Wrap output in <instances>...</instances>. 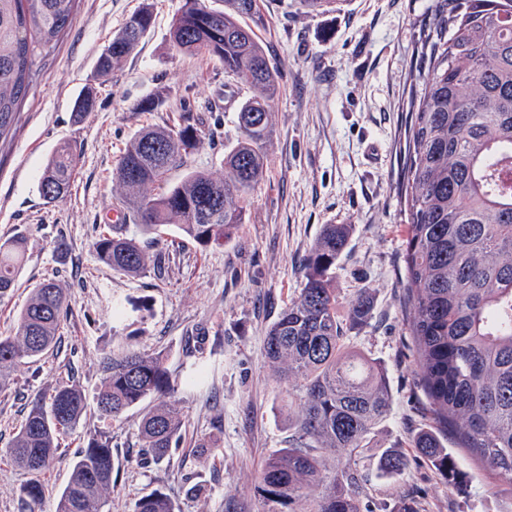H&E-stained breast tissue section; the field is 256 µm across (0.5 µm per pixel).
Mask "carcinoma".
<instances>
[{
  "instance_id": "obj_1",
  "label": "carcinoma",
  "mask_w": 512,
  "mask_h": 512,
  "mask_svg": "<svg viewBox=\"0 0 512 512\" xmlns=\"http://www.w3.org/2000/svg\"><path fill=\"white\" fill-rule=\"evenodd\" d=\"M233 12L206 0H183L170 40L178 49L224 64V72L252 91L241 102V138L224 155V177L191 171L176 183L167 172L198 139L186 117L178 128H144L113 171L136 224H107L94 242L98 260L122 275L147 267L146 244L164 226L176 227L200 247L231 238L246 213L240 202L264 176L265 148L274 127L272 101L278 75L253 30L240 17L255 0H232ZM79 0H0V139L14 131L36 58L49 55L71 28ZM152 24L150 9L131 15L97 59L94 80L105 82ZM420 87L407 103L404 199L407 238L403 254L418 383L435 424L451 431L465 449L512 482V183L500 171L512 166V0H437L419 22ZM95 88L85 87L74 111H93ZM77 148L58 145L39 182L54 203L71 190ZM349 224H325L312 244L304 287L270 326L265 354L271 374L288 385V403L299 402L293 442L271 455L258 476L261 512H363L364 476L356 458L390 410L387 371L347 346L348 334L371 311L359 296L340 313L336 261L351 235ZM29 236L0 243V298L9 295L26 263ZM69 309L65 289L52 278L31 289L17 315L15 335L0 336V391L16 368L53 352ZM178 389L162 353H106L96 395L99 415L112 419L143 410V447L160 462L180 439L183 418L170 401ZM161 402L146 406L149 398ZM87 407L83 390L60 381L36 396L13 435L7 454L35 474L57 459L64 435ZM414 445L453 482L456 463L430 428ZM405 466L386 453L382 473ZM112 443L94 438L71 463L56 512H104L112 491ZM42 483L23 486L26 512H36ZM134 512H175L170 497L155 491Z\"/></svg>"
}]
</instances>
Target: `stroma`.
Returning a JSON list of instances; mask_svg holds the SVG:
<instances>
[{"instance_id": "stroma-1", "label": "stroma", "mask_w": 512, "mask_h": 512, "mask_svg": "<svg viewBox=\"0 0 512 512\" xmlns=\"http://www.w3.org/2000/svg\"><path fill=\"white\" fill-rule=\"evenodd\" d=\"M147 4L150 30L97 85L94 111L76 118L74 100L102 49ZM255 4L246 22L280 81L265 176L245 202L246 222L232 238L204 249L168 228L148 249L162 255V264H149L136 277L114 273L93 249L120 203L112 172L127 144L143 128H171L190 114L199 137L169 171V182L190 170L223 175L248 92L218 60L173 47L170 25L182 0H80L54 54L36 60L16 133L0 140V239L24 226L33 230L17 285L0 299V335L14 334L18 311L45 277L66 288L70 307L54 352L39 368L18 367L13 384L0 392V512H23L21 489L36 477L10 461L9 442L35 395L63 378L82 387L87 409L59 462L36 477L47 488L38 512H56L70 461L102 435L111 437L119 469L106 512H133L139 498L157 490L170 496L175 512H224L229 500L241 512H259L256 478L294 433L286 387L266 362L265 336L299 296L305 259L325 224L352 227L336 262V293L343 303L367 296L371 315L348 343L385 365L393 396L386 420L357 459L368 512H397L409 495L417 496L419 512H512L511 484L460 453L462 478L447 486L412 442L433 421L412 364L402 265L406 218L397 186L416 23L431 0H343L327 13L308 11L301 0ZM65 140L77 147L74 183L67 197L48 204L39 179ZM128 350L165 353L182 381L174 395L184 420L181 438L160 462L142 453L140 410L108 423L96 409L104 352ZM201 367L203 380L185 384ZM207 441L217 450L203 451ZM387 450L406 461L391 477L377 470ZM194 484L204 486L202 495L189 494Z\"/></svg>"}]
</instances>
